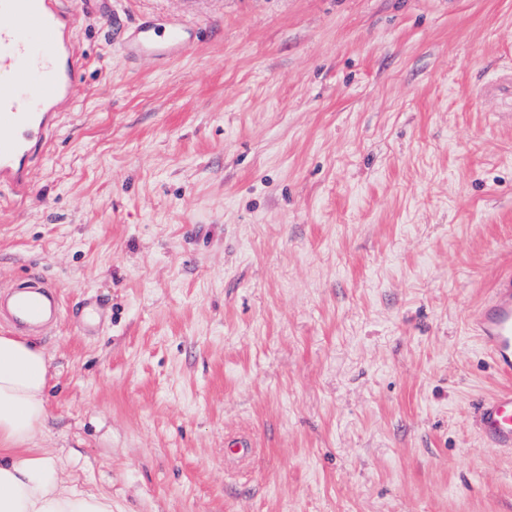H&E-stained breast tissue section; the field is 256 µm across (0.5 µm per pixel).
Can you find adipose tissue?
Masks as SVG:
<instances>
[{"label":"adipose tissue","mask_w":512,"mask_h":512,"mask_svg":"<svg viewBox=\"0 0 512 512\" xmlns=\"http://www.w3.org/2000/svg\"><path fill=\"white\" fill-rule=\"evenodd\" d=\"M49 357L0 334V512H112V497L64 476L61 457L33 444L48 422Z\"/></svg>","instance_id":"adipose-tissue-1"}]
</instances>
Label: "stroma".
I'll return each instance as SVG.
<instances>
[{
    "label": "stroma",
    "mask_w": 512,
    "mask_h": 512,
    "mask_svg": "<svg viewBox=\"0 0 512 512\" xmlns=\"http://www.w3.org/2000/svg\"><path fill=\"white\" fill-rule=\"evenodd\" d=\"M116 16L200 37L134 58ZM75 35L0 195V287L61 300L29 338L66 476L112 512H512L469 328L512 271V0H97Z\"/></svg>",
    "instance_id": "stroma-1"
}]
</instances>
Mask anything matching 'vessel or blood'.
Listing matches in <instances>:
<instances>
[{
  "instance_id": "vessel-or-blood-1",
  "label": "vessel or blood",
  "mask_w": 512,
  "mask_h": 512,
  "mask_svg": "<svg viewBox=\"0 0 512 512\" xmlns=\"http://www.w3.org/2000/svg\"><path fill=\"white\" fill-rule=\"evenodd\" d=\"M91 0H0V190L28 188L33 166L73 105V89L85 70L74 36L81 8ZM194 32L184 23L163 30L141 25L126 43L130 54L167 56L183 51ZM15 320L37 323L58 312L56 297L17 285ZM475 338L507 385L482 401L480 436L491 447L512 450V273L500 275L471 320Z\"/></svg>"
}]
</instances>
